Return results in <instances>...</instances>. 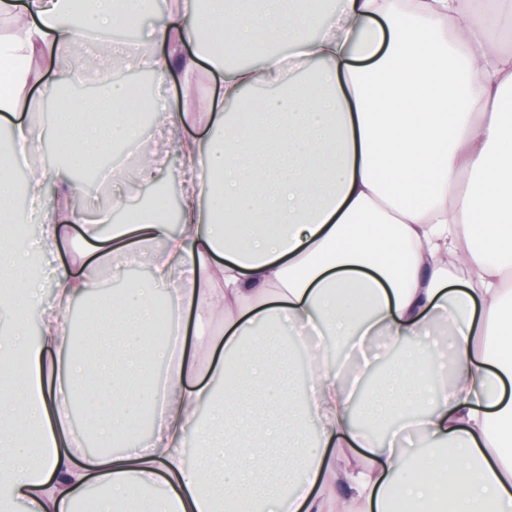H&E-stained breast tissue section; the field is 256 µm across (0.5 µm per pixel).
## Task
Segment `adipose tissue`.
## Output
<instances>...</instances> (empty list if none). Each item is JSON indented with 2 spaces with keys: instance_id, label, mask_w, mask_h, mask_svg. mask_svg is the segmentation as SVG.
<instances>
[{
  "instance_id": "1",
  "label": "adipose tissue",
  "mask_w": 512,
  "mask_h": 512,
  "mask_svg": "<svg viewBox=\"0 0 512 512\" xmlns=\"http://www.w3.org/2000/svg\"><path fill=\"white\" fill-rule=\"evenodd\" d=\"M199 1L167 0L165 20L141 38L156 85L177 74L188 98L203 68L220 80L195 139L182 134L192 112L153 100L179 151L177 226L156 206L112 222L132 174L116 155L109 206L83 198L72 164L42 166L25 184L45 199L31 214L39 238L0 240L11 278L0 289V512L85 502L89 512H512V54L489 51L471 0H410L405 12L336 0L326 22L320 0ZM147 5L79 0L67 23L61 0H0V118L12 130L0 145V224L16 221L23 146L63 141L94 172L98 143L124 145L138 181L164 170L144 147L130 87L101 73L96 106L60 92L81 67L42 81L61 54ZM225 26L254 66L202 50ZM44 100L77 125L73 137L29 121ZM74 224L101 265L161 244L149 283L100 297L89 275L63 269L44 307L29 260L57 250ZM161 292L176 334L192 306L219 324L211 382H199L183 344L153 342ZM93 295L105 323L85 333L111 341L121 364L92 366L73 349L69 311ZM445 312L448 351L429 339ZM284 322L310 361L304 393H244L272 372L255 342ZM379 336L413 345L387 400L368 386ZM339 340L355 366L334 356ZM77 389L95 412L94 454L72 427ZM401 435L415 447H396Z\"/></svg>"
}]
</instances>
